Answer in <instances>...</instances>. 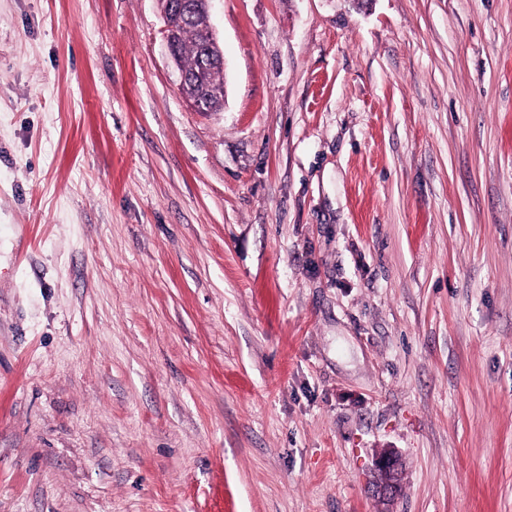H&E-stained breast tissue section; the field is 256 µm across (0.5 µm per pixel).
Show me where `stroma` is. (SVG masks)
Segmentation results:
<instances>
[{
	"label": "stroma",
	"mask_w": 512,
	"mask_h": 512,
	"mask_svg": "<svg viewBox=\"0 0 512 512\" xmlns=\"http://www.w3.org/2000/svg\"><path fill=\"white\" fill-rule=\"evenodd\" d=\"M0 0V512H512V0ZM170 2L176 5L193 6L192 11L177 22L171 31V42L176 63L186 75L189 92L201 101L204 112L223 111L224 101L209 97L204 84L199 83L193 86L197 72L205 63V35L211 17L208 18L203 13L198 4L195 3L196 0H170ZM375 468L378 473V481L376 482L375 492L381 501L390 502L392 499H394L395 496H397L399 492V483L395 478L382 483L379 481V478L382 472H386L392 477L398 476L396 473V456L393 454V452L384 451L377 457Z\"/></svg>",
	"instance_id": "obj_1"
}]
</instances>
